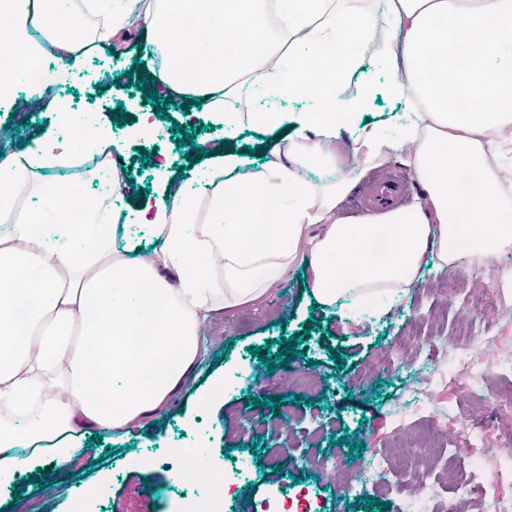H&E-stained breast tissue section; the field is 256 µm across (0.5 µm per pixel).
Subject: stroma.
Returning <instances> with one entry per match:
<instances>
[{"label":"stroma","instance_id":"1","mask_svg":"<svg viewBox=\"0 0 512 512\" xmlns=\"http://www.w3.org/2000/svg\"><path fill=\"white\" fill-rule=\"evenodd\" d=\"M155 67L142 60L134 42L121 54H93L68 83L27 90L30 98L96 114L124 148L117 163L126 173L118 207L158 202L166 179L197 175L205 166L200 143L222 132L183 98L157 104L148 139L126 133L137 121L134 101L145 98L140 80H153ZM377 94L365 110L367 121L393 132L405 113L387 93L388 74L375 71ZM55 117L24 104L0 101V151L54 128ZM305 262L286 270L263 302L216 313L204 335L207 355L200 376L163 412L122 438L102 435L75 449L66 464L51 458L0 483V512H186L198 503L195 485L172 477L173 448L206 447L212 464L248 473L229 482L221 512H259L283 496L291 512L299 504L313 512H483L482 493L457 491L458 473L476 471L477 481L512 480V292L500 307L474 312L471 292L489 285L479 266L463 264L454 274L429 271L397 304L346 318L345 307L314 305ZM493 324L495 334L469 353L453 342L461 325ZM296 339V356L267 370L269 355L286 352ZM405 354L395 355L402 340ZM224 385L220 404L204 406L201 396ZM427 397L432 413L448 423L435 448H454L455 471L412 465L414 438L427 422L411 409ZM486 433L489 450L470 463L462 437ZM362 444L354 453L352 444ZM388 453L400 481L394 490L364 487L377 499L364 509L348 484L364 478L380 453Z\"/></svg>","mask_w":512,"mask_h":512}]
</instances>
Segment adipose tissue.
Wrapping results in <instances>:
<instances>
[{"instance_id": "1", "label": "adipose tissue", "mask_w": 512, "mask_h": 512, "mask_svg": "<svg viewBox=\"0 0 512 512\" xmlns=\"http://www.w3.org/2000/svg\"><path fill=\"white\" fill-rule=\"evenodd\" d=\"M0 0V99L26 73L68 82L119 34L146 31L158 78L223 132L205 169L167 182L160 203L135 210L148 253L119 235L112 204L124 174L120 143L91 113H56V130L0 161V481L35 460H67L91 429L121 437L164 410L199 368L209 315L268 298L298 258L319 304L385 308L427 267L452 269L512 253V0ZM346 47L307 96L313 66ZM408 108L396 133L367 124L372 68ZM355 93H347L349 82ZM248 111L228 112L225 95ZM295 108H288L290 100ZM67 129L71 148L60 145ZM246 129L277 134L266 162L229 142ZM108 162L107 186L68 222L82 191L46 188L45 172L74 152ZM399 158L422 188L412 204L342 217V200L370 170ZM37 197L19 205L18 192ZM173 477L223 500L207 458L176 455Z\"/></svg>"}]
</instances>
